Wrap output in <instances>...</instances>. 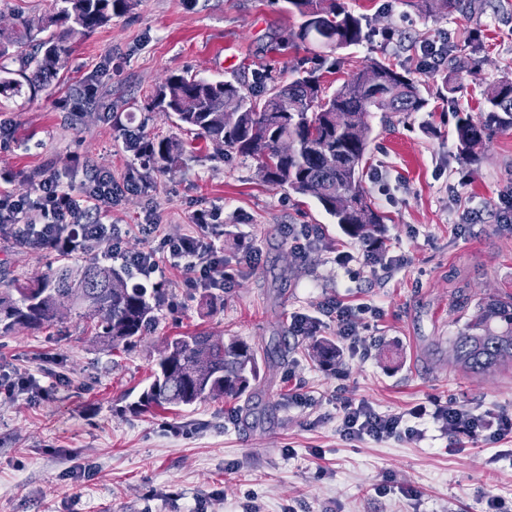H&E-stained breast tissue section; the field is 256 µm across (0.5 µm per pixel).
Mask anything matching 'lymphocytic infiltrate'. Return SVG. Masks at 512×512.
Masks as SVG:
<instances>
[{
    "mask_svg": "<svg viewBox=\"0 0 512 512\" xmlns=\"http://www.w3.org/2000/svg\"><path fill=\"white\" fill-rule=\"evenodd\" d=\"M123 189L108 172H97L79 190L64 185L54 175L44 176L33 195L0 194V232L14 230L28 215L39 218L23 237V244L39 250L65 254H83L93 248H104L108 258L120 259L131 280L150 281L158 272L157 253H165L170 265L183 269L186 285L205 290L223 289L231 274L224 265V252L215 243L217 217L206 211H196L193 222L197 235L163 237L158 248L127 253L122 248L124 230L118 224L96 221L95 213L111 208ZM341 422L339 433L347 440L370 438L383 441L402 430L405 417L431 416L445 432L464 434L472 438L502 434L512 427L503 417L477 416L457 407L454 402L436 404L434 410L426 407L411 409L409 414L380 413L365 400L349 396L340 399Z\"/></svg>",
    "mask_w": 512,
    "mask_h": 512,
    "instance_id": "1",
    "label": "lymphocytic infiltrate"
}]
</instances>
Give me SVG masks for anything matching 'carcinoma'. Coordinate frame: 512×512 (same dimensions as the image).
Masks as SVG:
<instances>
[{"instance_id": "carcinoma-1", "label": "carcinoma", "mask_w": 512, "mask_h": 512, "mask_svg": "<svg viewBox=\"0 0 512 512\" xmlns=\"http://www.w3.org/2000/svg\"><path fill=\"white\" fill-rule=\"evenodd\" d=\"M286 2L301 18L293 37L302 43L316 40L335 50L357 46L366 37L365 17L343 0ZM125 7L126 0H52L47 18L17 15L13 28L0 29V96L44 90L69 55L72 35L107 24ZM319 71L299 65L286 84L269 69L258 71L255 89L248 91L237 82L172 73L152 95V104L223 151L256 160L265 182L316 199L348 238L384 253L386 216L362 184L368 118L374 112H421L427 99L418 81L378 60L355 67L333 90ZM482 97L478 121H462L455 129L459 156L469 163L478 161L494 133L512 129V78L502 77ZM336 111L347 115L342 130L330 122ZM135 151L160 173L179 160L176 144L158 136L139 137ZM163 303L164 289L149 293L132 286L122 270L95 257L78 267L60 263L36 282L0 293V333L49 327L70 304L97 338L112 351H123L151 331ZM452 345L455 365L465 373L506 366L512 361V297L477 304ZM311 356L333 366L336 344L316 339ZM257 376V353L241 338L226 340L206 331L172 336L138 406L166 409L233 398Z\"/></svg>"}]
</instances>
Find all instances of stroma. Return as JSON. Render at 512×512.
<instances>
[{
    "mask_svg": "<svg viewBox=\"0 0 512 512\" xmlns=\"http://www.w3.org/2000/svg\"><path fill=\"white\" fill-rule=\"evenodd\" d=\"M368 21L363 42L329 51L292 45L300 19L285 0H129L128 9L75 34L56 79L38 96L0 103L4 188L32 192L44 172L72 186L91 170L128 185L106 224L124 225L128 250L160 235L196 234L195 210H216L218 246L234 273L224 290L191 289L161 262L166 292L153 331L111 351L85 320L67 313L39 331L0 335V368L34 376L44 395L0 394V512H512V433L472 439L409 419L416 436L348 442L339 435L338 388L377 411L451 401L477 415L512 417V369L479 376L455 369L452 339L478 302L512 294V130L492 136L479 161L457 155L458 118H478L481 94L512 72V0H482L473 14L426 11L407 0H346ZM431 43L467 65L440 94ZM319 59L327 82L380 60L419 81L421 112L370 117L363 186L388 217L392 272L359 262L347 238L311 197L263 182L253 159L219 152L151 107L170 73L251 87L254 73H287ZM176 140L166 173L144 166L130 138ZM317 226L322 238L299 261L285 225ZM261 260L250 266L247 246ZM354 255L349 269L336 255ZM56 253L0 238V291L42 276ZM370 309L356 346L338 342L335 367L309 354L294 317L319 316L332 299ZM207 331L258 351L259 378L236 400L169 410L138 409L166 337ZM301 385L306 403L293 401ZM414 496H407V489Z\"/></svg>",
    "mask_w": 512,
    "mask_h": 512,
    "instance_id": "35a3bbf8",
    "label": "stroma"
}]
</instances>
